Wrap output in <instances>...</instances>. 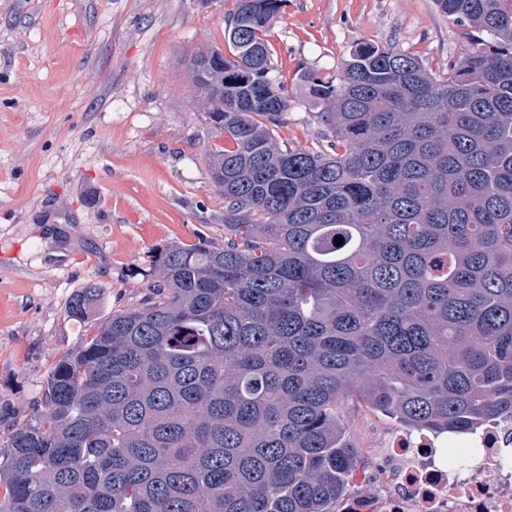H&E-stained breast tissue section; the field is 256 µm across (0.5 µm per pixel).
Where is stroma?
Instances as JSON below:
<instances>
[{"mask_svg": "<svg viewBox=\"0 0 512 512\" xmlns=\"http://www.w3.org/2000/svg\"><path fill=\"white\" fill-rule=\"evenodd\" d=\"M231 0H0V431L34 415L50 368L113 311L148 292L154 255L224 240L209 152L223 146L188 79L192 54L224 46ZM288 88L280 147L325 144L301 68L340 69L361 43L445 67L468 29L434 0H288L268 36ZM94 284L85 318L71 298ZM344 424L373 492L374 450L396 420L354 400Z\"/></svg>", "mask_w": 512, "mask_h": 512, "instance_id": "35a3bbf8", "label": "stroma"}]
</instances>
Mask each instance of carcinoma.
Segmentation results:
<instances>
[{"label":"carcinoma","mask_w":512,"mask_h":512,"mask_svg":"<svg viewBox=\"0 0 512 512\" xmlns=\"http://www.w3.org/2000/svg\"><path fill=\"white\" fill-rule=\"evenodd\" d=\"M233 2L229 53L189 64L224 244L158 251L149 294L57 360L0 436V512H330L348 400L421 434L512 414V0H435L471 33L436 73L367 43L301 70L319 151L275 138L286 0Z\"/></svg>","instance_id":"carcinoma-1"}]
</instances>
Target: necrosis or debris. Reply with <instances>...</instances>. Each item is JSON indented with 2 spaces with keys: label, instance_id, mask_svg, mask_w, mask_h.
<instances>
[{
  "label": "necrosis or debris",
  "instance_id": "1",
  "mask_svg": "<svg viewBox=\"0 0 512 512\" xmlns=\"http://www.w3.org/2000/svg\"><path fill=\"white\" fill-rule=\"evenodd\" d=\"M512 446V418L488 423L479 438L435 447L397 435L378 453L386 460L378 489L344 501L341 512H512V465L502 451Z\"/></svg>",
  "mask_w": 512,
  "mask_h": 512
}]
</instances>
